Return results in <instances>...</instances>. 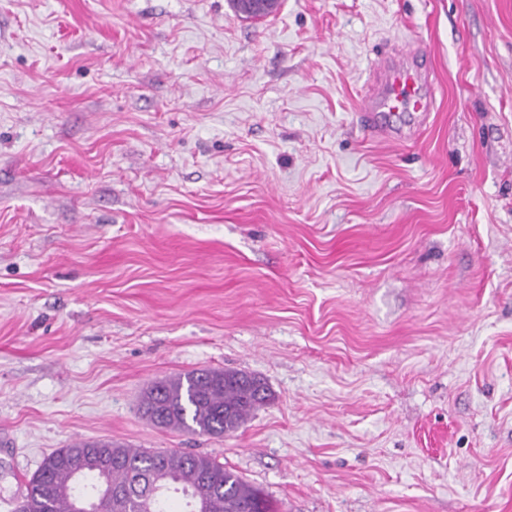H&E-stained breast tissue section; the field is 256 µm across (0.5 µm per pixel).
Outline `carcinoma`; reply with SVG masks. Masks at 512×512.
<instances>
[{"label": "carcinoma", "instance_id": "cac0c4a2", "mask_svg": "<svg viewBox=\"0 0 512 512\" xmlns=\"http://www.w3.org/2000/svg\"><path fill=\"white\" fill-rule=\"evenodd\" d=\"M266 384L242 371L200 369L151 386L143 416L153 425L199 435L237 431L270 400ZM202 512H274L236 472L203 454L139 451L110 440H76L48 455L28 483L20 512H172L187 494Z\"/></svg>", "mask_w": 512, "mask_h": 512}]
</instances>
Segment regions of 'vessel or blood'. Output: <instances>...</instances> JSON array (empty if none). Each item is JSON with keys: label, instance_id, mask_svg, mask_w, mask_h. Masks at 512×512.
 <instances>
[{"label": "vessel or blood", "instance_id": "1", "mask_svg": "<svg viewBox=\"0 0 512 512\" xmlns=\"http://www.w3.org/2000/svg\"><path fill=\"white\" fill-rule=\"evenodd\" d=\"M413 50L381 52L370 63L369 95L361 124L376 139L392 136V120L406 115L427 116L433 109L429 68L413 63Z\"/></svg>", "mask_w": 512, "mask_h": 512}]
</instances>
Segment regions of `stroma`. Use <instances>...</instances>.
Segmentation results:
<instances>
[{
	"instance_id": "35a3bbf8",
	"label": "stroma",
	"mask_w": 512,
	"mask_h": 512,
	"mask_svg": "<svg viewBox=\"0 0 512 512\" xmlns=\"http://www.w3.org/2000/svg\"><path fill=\"white\" fill-rule=\"evenodd\" d=\"M393 43L438 91L381 142ZM201 368L273 398L142 417ZM97 439L277 512H512V0H0V512ZM270 397L266 384L253 375L200 369L151 386L141 408L155 426L219 437L237 431Z\"/></svg>"
}]
</instances>
